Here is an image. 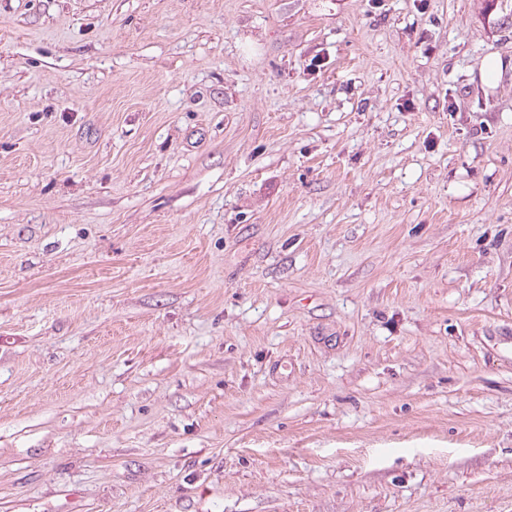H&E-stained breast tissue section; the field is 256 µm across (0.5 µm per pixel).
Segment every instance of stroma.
Wrapping results in <instances>:
<instances>
[{
  "label": "stroma",
  "instance_id": "35a3bbf8",
  "mask_svg": "<svg viewBox=\"0 0 512 512\" xmlns=\"http://www.w3.org/2000/svg\"><path fill=\"white\" fill-rule=\"evenodd\" d=\"M0 512H512V0H0Z\"/></svg>",
  "mask_w": 512,
  "mask_h": 512
}]
</instances>
